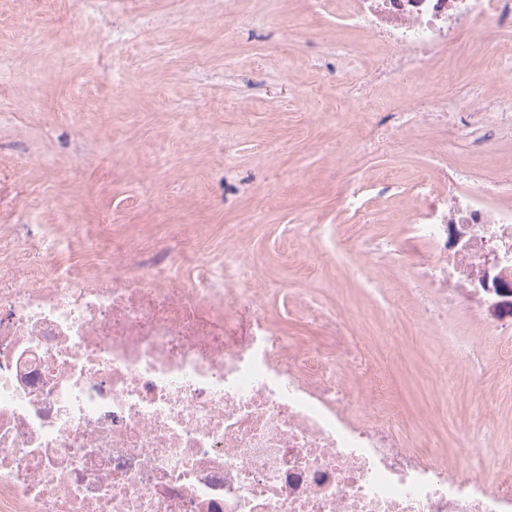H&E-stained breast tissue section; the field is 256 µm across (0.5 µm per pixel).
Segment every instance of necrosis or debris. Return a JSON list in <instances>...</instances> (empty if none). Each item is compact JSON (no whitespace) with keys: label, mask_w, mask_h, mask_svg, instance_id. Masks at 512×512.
Returning a JSON list of instances; mask_svg holds the SVG:
<instances>
[{"label":"necrosis or debris","mask_w":512,"mask_h":512,"mask_svg":"<svg viewBox=\"0 0 512 512\" xmlns=\"http://www.w3.org/2000/svg\"><path fill=\"white\" fill-rule=\"evenodd\" d=\"M336 14L392 47L380 78L414 89L375 147L405 151L416 122L471 114L485 139L512 131V96L449 99L454 70L432 67L466 34L493 45L485 70L512 62V0H336ZM361 246L430 291L415 318L446 366L461 294L512 282V174L415 209L404 241ZM33 250L51 253L23 240L0 279V512H512V471L448 469L338 377L350 320L331 325L328 353L273 326L242 250L225 249L220 273L198 263L188 288L169 285L173 252L84 277L27 272ZM203 307L225 323L251 309L252 335L194 334Z\"/></svg>","instance_id":"obj_1"}]
</instances>
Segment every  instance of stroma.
I'll list each match as a JSON object with an SVG mask.
<instances>
[{
	"mask_svg": "<svg viewBox=\"0 0 512 512\" xmlns=\"http://www.w3.org/2000/svg\"><path fill=\"white\" fill-rule=\"evenodd\" d=\"M304 15L305 0H0V271L32 229L64 244L57 261L73 274L185 248L220 267L225 226H244L275 326L324 346L327 322L352 319L374 372L353 376L357 389L395 409L403 434L427 425L449 466L502 467L512 360L486 336L512 322V301L461 296L454 330L466 348L440 370L427 329L390 308L403 278L357 252L374 282L363 287L331 242L297 231L401 237L411 217L400 200L433 166L415 150L370 149L383 113L336 96L341 57L379 66L388 49ZM491 52L470 37L440 55L456 98L512 94V80L484 75ZM447 164L512 171V138L484 156L449 152ZM346 183L368 218L343 212Z\"/></svg>",
	"mask_w": 512,
	"mask_h": 512,
	"instance_id": "stroma-1",
	"label": "stroma"
}]
</instances>
